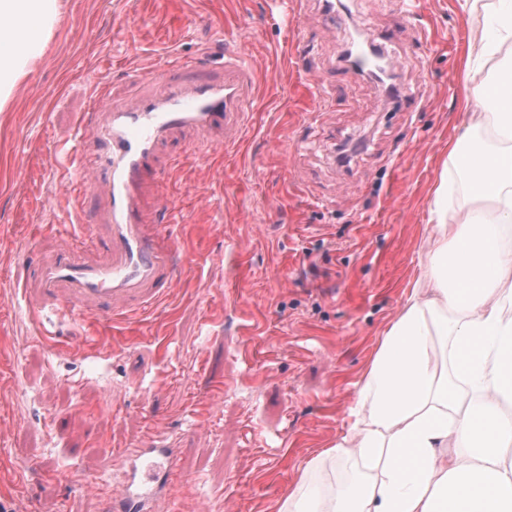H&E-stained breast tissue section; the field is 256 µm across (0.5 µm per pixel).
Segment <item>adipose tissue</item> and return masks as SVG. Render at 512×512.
<instances>
[{"label":"adipose tissue","mask_w":512,"mask_h":512,"mask_svg":"<svg viewBox=\"0 0 512 512\" xmlns=\"http://www.w3.org/2000/svg\"><path fill=\"white\" fill-rule=\"evenodd\" d=\"M60 0H0V109L42 51ZM490 31L469 37L461 111L472 143L457 162L471 198L438 187L420 276L358 383L346 432L311 458L277 512H512V63L480 62L512 43V0H494ZM361 472L333 481L325 462Z\"/></svg>","instance_id":"adipose-tissue-1"}]
</instances>
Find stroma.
<instances>
[{
  "label": "stroma",
  "instance_id": "stroma-1",
  "mask_svg": "<svg viewBox=\"0 0 512 512\" xmlns=\"http://www.w3.org/2000/svg\"><path fill=\"white\" fill-rule=\"evenodd\" d=\"M483 10L457 0H61L52 36L0 111V503L8 512H100L86 481L109 449L140 443L154 418L188 480L157 512H275L318 448L345 432L356 383L413 288L448 145L467 32ZM242 41L254 73L253 128L192 150L164 193L191 263L141 323L36 322L24 292L59 239L70 203L64 157L103 78L127 104L134 72L206 52L216 30ZM396 63V89L369 79L373 58H343L352 30ZM326 87L330 111L314 110ZM106 360H97L99 349ZM224 389L211 391L213 381ZM205 400L203 419L185 415Z\"/></svg>",
  "mask_w": 512,
  "mask_h": 512
}]
</instances>
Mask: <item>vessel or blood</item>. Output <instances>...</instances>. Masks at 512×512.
Here are the masks:
<instances>
[{"mask_svg":"<svg viewBox=\"0 0 512 512\" xmlns=\"http://www.w3.org/2000/svg\"><path fill=\"white\" fill-rule=\"evenodd\" d=\"M210 56L221 63L222 81L199 74V60L182 59L174 66L191 73V81L184 83L167 73L156 77L151 94L135 103L117 106L102 95L81 116L83 134L93 135L98 147L89 156L81 143H74L68 190L79 206L87 198L106 194L108 209L103 225L84 224L79 232H66L58 251L40 263L36 285L43 306L36 318L53 313L83 325L115 322L167 296L177 269L187 260L176 246L175 225L157 219L158 213L175 210L159 191V150L180 129L192 128L205 138L229 142L251 127L255 81L242 49H217ZM92 167L100 181L87 178ZM150 188L157 196L149 212L143 207V194ZM157 439L149 423L143 445L113 453L123 488L116 495L111 483L95 482L103 512H153L158 498L186 484L170 449L157 447Z\"/></svg>","mask_w":512,"mask_h":512,"instance_id":"b4317fda","label":"vessel or blood"}]
</instances>
